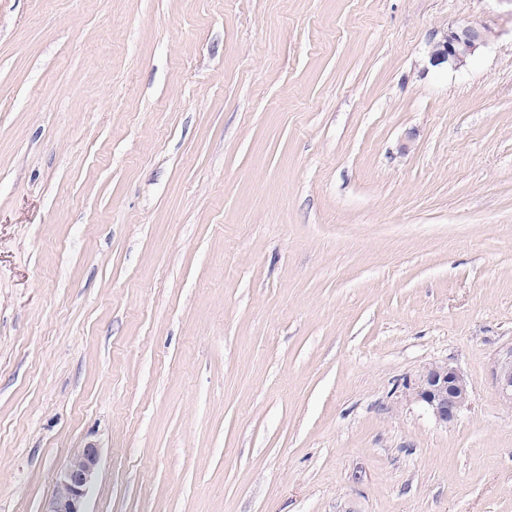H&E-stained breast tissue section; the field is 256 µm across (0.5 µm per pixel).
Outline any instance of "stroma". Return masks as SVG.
Here are the masks:
<instances>
[{"label":"stroma","mask_w":512,"mask_h":512,"mask_svg":"<svg viewBox=\"0 0 512 512\" xmlns=\"http://www.w3.org/2000/svg\"><path fill=\"white\" fill-rule=\"evenodd\" d=\"M510 346L512 0H0V512H512ZM489 41L490 31L485 26H478L471 22L450 26L441 32L437 40L433 41L430 62L433 66L447 64L453 68H460ZM492 377L501 395L512 401V347L503 351L493 363ZM413 395L436 420L448 424L468 406L469 382L456 367L434 364L419 375ZM99 463L98 448L90 445L74 454L55 476V488L45 512H87L85 501Z\"/></svg>","instance_id":"1"}]
</instances>
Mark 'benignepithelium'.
Returning <instances> with one entry per match:
<instances>
[{
  "label": "benign epithelium",
  "instance_id": "1",
  "mask_svg": "<svg viewBox=\"0 0 512 512\" xmlns=\"http://www.w3.org/2000/svg\"><path fill=\"white\" fill-rule=\"evenodd\" d=\"M490 41V31L471 22L450 26L433 41L430 62L434 66H463ZM492 377L501 395L512 401V347L493 363ZM414 399L441 423L455 420L468 406L469 382L448 363L427 367L413 387ZM99 463L98 448L90 445L73 455L55 476V488L46 512H85L84 504L92 488Z\"/></svg>",
  "mask_w": 512,
  "mask_h": 512
}]
</instances>
